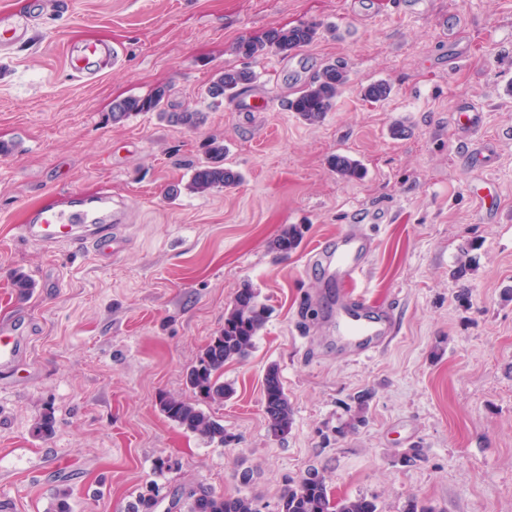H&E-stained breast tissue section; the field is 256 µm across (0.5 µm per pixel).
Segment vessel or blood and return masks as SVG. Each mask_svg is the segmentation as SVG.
Masks as SVG:
<instances>
[{"mask_svg":"<svg viewBox=\"0 0 512 512\" xmlns=\"http://www.w3.org/2000/svg\"><path fill=\"white\" fill-rule=\"evenodd\" d=\"M31 4V11L0 20L1 54H8L16 43L27 38L41 0H31ZM117 55V50L108 45L87 42L71 47L68 68L74 77L88 78L99 73L102 64ZM456 110L459 114L458 138L467 144L471 160L480 161L485 147H470L469 141L482 125V114L466 102L459 103ZM121 220L110 200L83 196L65 208L41 205L29 209L24 224L18 225L17 233L22 240L31 243H88L95 251L105 253L112 249L113 226ZM373 249V237L363 225L355 224L321 244L310 258L311 264L322 268L330 283L338 289L328 323L337 343L351 361L368 359L393 339L391 312L377 309L363 296L347 292L349 285L364 273ZM22 356L20 337L10 328L0 329V368L10 371L19 367Z\"/></svg>","mask_w":512,"mask_h":512,"instance_id":"b4317fda","label":"vessel or blood"}]
</instances>
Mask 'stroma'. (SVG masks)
<instances>
[{
  "label": "stroma",
  "instance_id": "stroma-1",
  "mask_svg": "<svg viewBox=\"0 0 512 512\" xmlns=\"http://www.w3.org/2000/svg\"><path fill=\"white\" fill-rule=\"evenodd\" d=\"M49 4L29 38L0 55V326L19 325L24 361L0 381V512H128L140 488L206 489L257 499L277 512L308 470L337 497L364 495L380 512L408 498L439 512H512V0H65ZM314 21L335 27L281 57L243 62V37ZM104 42L117 63L73 77L69 43ZM349 82L318 125L284 106L325 60ZM249 64L248 96L211 107L213 76ZM391 85L381 103L362 86ZM170 89L169 108L207 121L188 130L141 113L113 123L114 99ZM484 114L491 153L474 168L455 133V108ZM405 136L390 133L394 124ZM224 141L235 186L167 198L186 183L207 142ZM357 159L363 179L330 166ZM486 179L501 208L484 218L468 194ZM78 194L125 212L117 254L18 238L27 209L64 207ZM288 224L303 239L270 244ZM366 225L375 249L354 293L393 307L396 338L373 358L347 361L328 329L331 288L314 247ZM469 254L472 269L455 275ZM35 284L19 300L11 274ZM272 314L249 356L224 367L232 397L212 405L227 444L167 420L159 394L187 396L184 373L224 326L243 284ZM277 365L294 422L266 429L262 381ZM369 393L366 421L349 406ZM50 439L33 434L44 411ZM419 449L414 465L401 457ZM175 468L157 475L160 460ZM303 237L302 229L295 225H288L273 240L271 249L277 253H289L295 250Z\"/></svg>",
  "mask_w": 512,
  "mask_h": 512
}]
</instances>
